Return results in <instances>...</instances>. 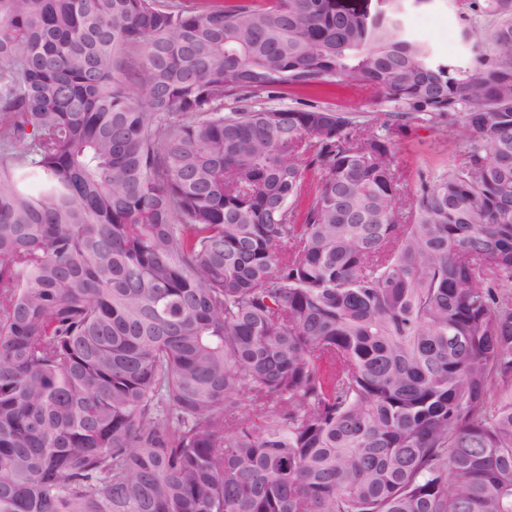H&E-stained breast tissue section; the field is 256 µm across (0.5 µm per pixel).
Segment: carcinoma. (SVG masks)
I'll return each instance as SVG.
<instances>
[{"label": "carcinoma", "instance_id": "1", "mask_svg": "<svg viewBox=\"0 0 512 512\" xmlns=\"http://www.w3.org/2000/svg\"><path fill=\"white\" fill-rule=\"evenodd\" d=\"M403 2L0 0V512H512V0ZM468 2L462 0H429L410 5L403 24L415 39L426 44L436 58L448 60L461 69L470 65L476 47L475 37L469 30L477 27L470 17ZM468 35V37H467ZM324 105L337 109L360 112L374 122L383 119L382 113L389 108L380 104L375 94L363 86L340 85L333 87V93L321 100ZM399 162L404 172L403 191L407 198L417 182L421 166L447 167L458 161L464 151V141L451 134L418 128L411 130L398 143Z\"/></svg>", "mask_w": 512, "mask_h": 512}]
</instances>
